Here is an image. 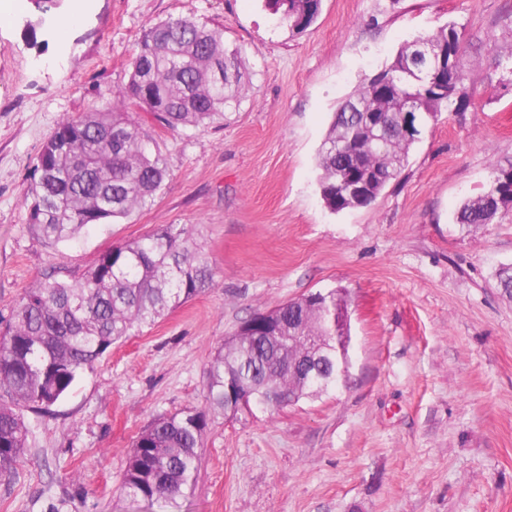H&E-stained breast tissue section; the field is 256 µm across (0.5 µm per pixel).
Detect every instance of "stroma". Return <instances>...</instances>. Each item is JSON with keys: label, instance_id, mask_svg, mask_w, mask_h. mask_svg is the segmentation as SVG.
<instances>
[{"label": "stroma", "instance_id": "35a3bbf8", "mask_svg": "<svg viewBox=\"0 0 512 512\" xmlns=\"http://www.w3.org/2000/svg\"><path fill=\"white\" fill-rule=\"evenodd\" d=\"M322 0L304 32L265 0H62L36 42L32 0L0 22V321L55 267L80 275L106 248L193 230L214 284L113 346L49 414L25 413L27 449L0 481V512H512V209L452 221L512 161V0ZM221 29L249 74L237 109L205 128H156L169 177L128 218L52 246L27 225L37 156L67 117L124 87L149 25ZM465 30V111L442 112L399 182L332 213L317 152L340 103L416 36ZM343 292L344 385L321 399L225 418L207 409V364L252 314ZM207 409L197 482L154 506L121 488L134 436Z\"/></svg>", "mask_w": 512, "mask_h": 512}]
</instances>
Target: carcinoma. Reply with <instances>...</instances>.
Segmentation results:
<instances>
[{
  "mask_svg": "<svg viewBox=\"0 0 512 512\" xmlns=\"http://www.w3.org/2000/svg\"><path fill=\"white\" fill-rule=\"evenodd\" d=\"M280 21L302 32L317 19L321 0H265ZM464 28L450 22L407 43L335 112L318 153V185L333 213L353 208L346 199L352 170L375 180L374 196L397 181L416 138L401 135L402 111L412 105L423 124L442 110L467 107L468 74L460 66ZM419 42H434L448 62V86L438 92L409 71ZM241 56L223 34L191 18L146 28L126 86L103 108L62 120L43 145L28 206V227L57 245L93 224H110L144 206L161 188L167 167L149 128L132 119L134 107L170 129L200 127L239 106ZM512 163L496 165L491 181L454 214L463 226L498 222L512 207ZM214 268L191 229L167 226L106 249L78 278L52 269L26 289L13 321L0 331V478L14 474L25 453L23 410L49 412L79 374L99 362L137 327L213 285ZM336 292L305 296L268 310L278 326L271 336L235 332L212 356L206 372L208 406L225 412L274 413L282 399L298 404L336 389ZM207 415L196 408L160 415L133 440L122 477L127 495L148 505L192 490Z\"/></svg>",
  "mask_w": 512,
  "mask_h": 512,
  "instance_id": "carcinoma-1",
  "label": "carcinoma"
}]
</instances>
